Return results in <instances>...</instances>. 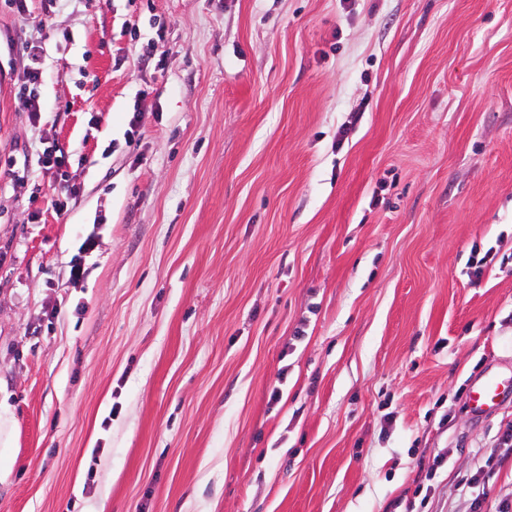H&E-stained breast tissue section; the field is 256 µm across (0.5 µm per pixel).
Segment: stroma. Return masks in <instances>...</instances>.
I'll return each instance as SVG.
<instances>
[{
  "label": "stroma",
  "mask_w": 512,
  "mask_h": 512,
  "mask_svg": "<svg viewBox=\"0 0 512 512\" xmlns=\"http://www.w3.org/2000/svg\"><path fill=\"white\" fill-rule=\"evenodd\" d=\"M28 9L0 4V512H405L430 469L429 512H472L512 421L466 403L512 379V0ZM33 52L28 55L29 63L24 67L22 81L24 91L28 90V94L21 97V105L30 112L32 121L36 124L41 118V105L38 99L37 86L43 76V62L40 52H37L38 46H32ZM512 395V381L485 375L474 381L467 395L469 410L480 416L497 408L501 402Z\"/></svg>",
  "instance_id": "35a3bbf8"
}]
</instances>
